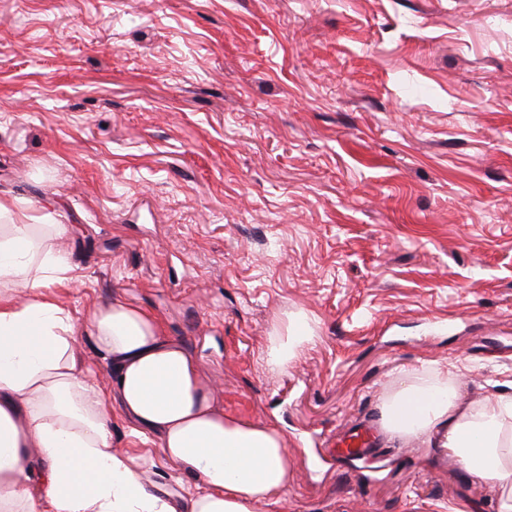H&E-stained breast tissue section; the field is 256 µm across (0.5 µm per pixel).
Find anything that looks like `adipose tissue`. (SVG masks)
Wrapping results in <instances>:
<instances>
[{"mask_svg":"<svg viewBox=\"0 0 512 512\" xmlns=\"http://www.w3.org/2000/svg\"><path fill=\"white\" fill-rule=\"evenodd\" d=\"M71 267L15 220L0 234V276L28 292L0 295V512H282L292 478L277 428L224 413L184 345L157 315L122 299L83 322L38 290L69 282ZM87 336L111 367L94 387L74 350ZM307 316L275 327L265 360L284 371L313 343ZM389 443L418 442L451 456L512 512V394L474 399L454 365L421 361L377 404ZM155 435L164 457L198 481L185 498L145 479L142 458L115 451L112 418Z\"/></svg>","mask_w":512,"mask_h":512,"instance_id":"ef3b65f1","label":"adipose tissue"}]
</instances>
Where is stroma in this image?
I'll list each match as a JSON object with an SVG mask.
<instances>
[{"label": "stroma", "mask_w": 512, "mask_h": 512, "mask_svg": "<svg viewBox=\"0 0 512 512\" xmlns=\"http://www.w3.org/2000/svg\"><path fill=\"white\" fill-rule=\"evenodd\" d=\"M0 197L68 227L44 293L75 320L152 311L287 436L285 512H497L420 443L328 440L425 359L512 388V0H0ZM112 446L199 492L118 416ZM316 326L305 315L289 316L275 327L264 349L265 360L273 370L286 371L302 350L313 343ZM375 429L369 423H359L350 426L344 436L336 440L333 445V454H365L375 445ZM336 447V448H335Z\"/></svg>", "instance_id": "stroma-1"}]
</instances>
